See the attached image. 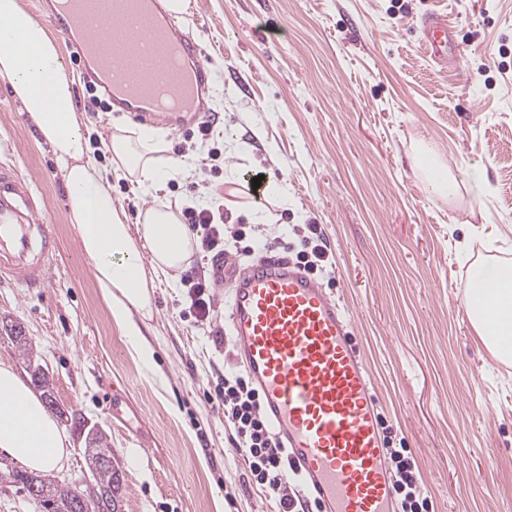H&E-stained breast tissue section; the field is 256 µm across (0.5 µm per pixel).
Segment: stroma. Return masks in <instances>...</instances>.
I'll return each instance as SVG.
<instances>
[{"label":"stroma","mask_w":512,"mask_h":512,"mask_svg":"<svg viewBox=\"0 0 512 512\" xmlns=\"http://www.w3.org/2000/svg\"><path fill=\"white\" fill-rule=\"evenodd\" d=\"M191 3L176 28L206 49L213 133L202 139L190 114L154 121L178 168L148 192L113 171L106 148L142 121L111 111L87 82L51 0H20L66 62L89 156L126 224L163 201L222 207L244 246L262 233L295 242L317 225L331 264L315 278L348 312L384 447L409 450L433 512H512V364L491 356L463 306L473 269L512 266V0ZM433 11L456 27L460 69L439 68L422 47L417 20ZM435 160L457 179L455 197L427 193ZM1 162L33 188L59 249L49 288L0 285V319L24 325L59 409L107 434L126 512H274L204 397L223 372L243 370L222 297L202 325L182 272L155 277L143 364L79 250L52 150L0 76ZM257 174L282 193H230Z\"/></svg>","instance_id":"1"}]
</instances>
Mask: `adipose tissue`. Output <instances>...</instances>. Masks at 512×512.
<instances>
[{"instance_id": "adipose-tissue-1", "label": "adipose tissue", "mask_w": 512, "mask_h": 512, "mask_svg": "<svg viewBox=\"0 0 512 512\" xmlns=\"http://www.w3.org/2000/svg\"><path fill=\"white\" fill-rule=\"evenodd\" d=\"M0 75L48 143L67 188L68 221L89 261L111 317L135 354L150 362L136 314H148L153 278L188 265L195 239L169 205L147 207L131 233L112 199L108 176L88 156V138L75 110L71 83L45 24L19 0H0ZM108 150L117 170L153 188L176 168L152 128L113 134ZM489 291H464L466 312L493 357L512 363V269H477ZM70 438L12 365L0 362V451L29 470L45 472L70 462Z\"/></svg>"}]
</instances>
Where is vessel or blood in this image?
Returning <instances> with one entry per match:
<instances>
[{
	"instance_id": "vessel-or-blood-1",
	"label": "vessel or blood",
	"mask_w": 512,
	"mask_h": 512,
	"mask_svg": "<svg viewBox=\"0 0 512 512\" xmlns=\"http://www.w3.org/2000/svg\"><path fill=\"white\" fill-rule=\"evenodd\" d=\"M56 7L72 56L93 62L126 111L143 118L205 111L200 45L162 17L156 0H57ZM421 31L435 63L461 66L464 51L447 17L426 16ZM56 250L28 183L1 164L0 281L47 288ZM216 272L239 360L320 512H398L371 379L348 339L343 305L283 256Z\"/></svg>"
}]
</instances>
